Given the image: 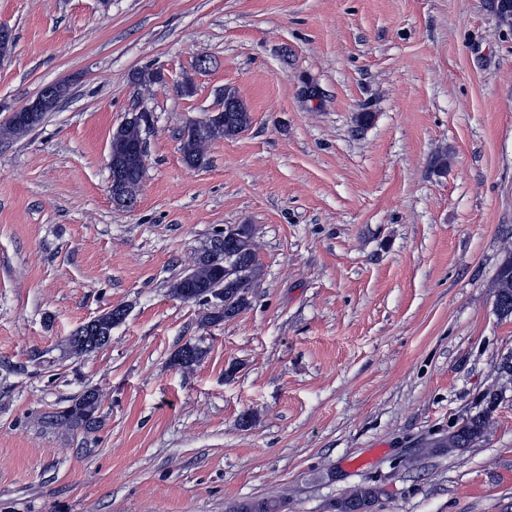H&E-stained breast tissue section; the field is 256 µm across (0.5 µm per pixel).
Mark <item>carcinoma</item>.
<instances>
[{
    "mask_svg": "<svg viewBox=\"0 0 512 512\" xmlns=\"http://www.w3.org/2000/svg\"><path fill=\"white\" fill-rule=\"evenodd\" d=\"M68 92V84H52L49 105L35 113V117L29 121L11 116L6 124L0 126V139H15L33 130ZM224 97L236 102V108L218 114L209 123L201 122L193 128L188 127L181 131L182 159L187 166H206V146L209 143L218 139L234 138L251 125L250 112L239 98L238 92L226 86ZM143 130L144 125L132 117L117 127L112 133L110 143V154L127 160L124 187L127 195L134 200L138 199L145 174V167L141 165L139 157L140 149L144 146ZM252 236L249 225L235 226L234 234L224 240V251L214 252L208 249L199 255L188 275L171 284L172 295L184 301L199 302L211 292L210 286L217 284L223 287L227 307L207 312L203 322L219 323L241 314L249 307L252 288L261 275V266L252 248ZM491 288L497 315L501 318L512 317V251L505 254ZM98 348L99 345L82 338L79 330L66 339V349L71 355L83 356ZM203 354L204 350L198 345L187 344L175 355L174 363L181 368H189ZM495 404L496 397L489 396L486 409L470 416L462 430L448 434L446 448H466L481 441L490 427L491 412ZM99 409V394L94 389H88L71 399V403L63 410L48 416L47 424L82 428L90 432L99 423ZM379 495L380 491L375 487H358L336 503L334 512H372ZM233 512H281V505L274 500L255 499L237 504Z\"/></svg>",
    "mask_w": 512,
    "mask_h": 512,
    "instance_id": "cac0c4a2",
    "label": "carcinoma"
}]
</instances>
